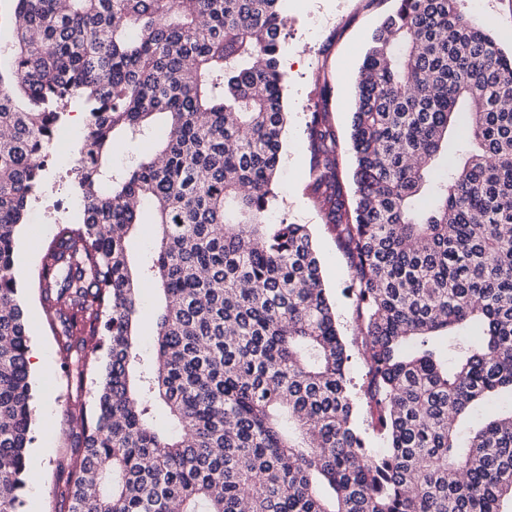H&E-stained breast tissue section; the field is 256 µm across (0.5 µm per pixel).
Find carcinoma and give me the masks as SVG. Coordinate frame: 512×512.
Here are the masks:
<instances>
[{
    "instance_id": "1",
    "label": "carcinoma",
    "mask_w": 512,
    "mask_h": 512,
    "mask_svg": "<svg viewBox=\"0 0 512 512\" xmlns=\"http://www.w3.org/2000/svg\"><path fill=\"white\" fill-rule=\"evenodd\" d=\"M5 2L0 512H23L34 440L16 235L72 100L82 218L37 273L64 367L94 386L59 464L68 512H512V53L463 0H395L373 33L351 202L336 129L310 113L311 199L351 259L350 343L308 225L268 220L282 0ZM159 125L112 171L115 137L135 148ZM145 204L158 233L136 263ZM144 288L165 300L150 359L135 348Z\"/></svg>"
}]
</instances>
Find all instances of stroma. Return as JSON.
Instances as JSON below:
<instances>
[{
	"mask_svg": "<svg viewBox=\"0 0 512 512\" xmlns=\"http://www.w3.org/2000/svg\"><path fill=\"white\" fill-rule=\"evenodd\" d=\"M394 0H283L288 36L280 69L285 76L288 112L280 167L274 191V217L308 225L321 262L324 284L336 307L345 339L356 324L349 290L353 284L349 261L309 196L307 124L322 86H329L327 108L339 139H346L353 106V87L364 50ZM478 21L500 47L512 51V0H482ZM75 106H68L49 148L42 186L31 201L15 246V274L22 290L30 346L47 351L48 365L31 371L34 389V441L29 450L41 467L40 491L25 490V512H67L56 486L59 463L71 456V413L91 403L92 390L76 391L63 368L64 352L45 322L37 270L45 245L58 225L76 222L80 199L74 188L75 150L85 128L75 125Z\"/></svg>",
	"mask_w": 512,
	"mask_h": 512,
	"instance_id": "obj_1",
	"label": "stroma"
}]
</instances>
